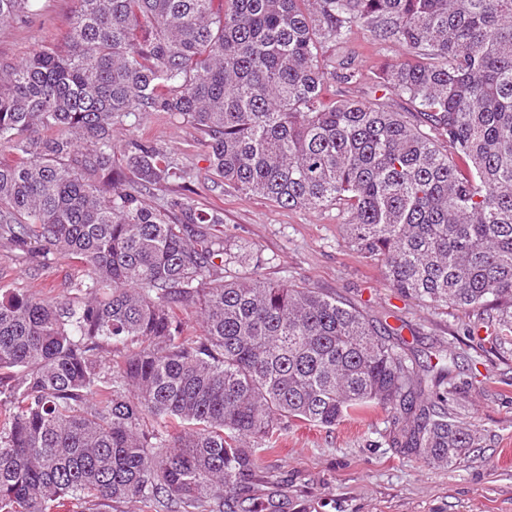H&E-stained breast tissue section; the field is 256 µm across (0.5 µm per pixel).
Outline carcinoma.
Returning a JSON list of instances; mask_svg holds the SVG:
<instances>
[{
  "label": "carcinoma",
  "instance_id": "1",
  "mask_svg": "<svg viewBox=\"0 0 512 512\" xmlns=\"http://www.w3.org/2000/svg\"><path fill=\"white\" fill-rule=\"evenodd\" d=\"M37 2L0 0V22ZM75 2L66 50L0 62V147L15 153L0 162V232L86 268L67 302L0 289V512H206L256 480L292 419L382 409L396 442L439 467L478 447L455 358L425 365L398 330L311 288L224 279L216 259L244 255L206 231L221 214L155 201L191 173L112 132L143 112L204 131L224 183L336 207L391 288L477 312L467 334L492 330L498 353L512 343V0ZM358 24L406 58L377 75L381 96L327 101L362 79L328 53ZM75 512H155L154 510H160L157 512H167L170 509H155V508H145L142 504L134 503V502H112L106 505H92L87 504L83 506H79L78 508L72 509Z\"/></svg>",
  "mask_w": 512,
  "mask_h": 512
}]
</instances>
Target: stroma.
<instances>
[{
	"mask_svg": "<svg viewBox=\"0 0 512 512\" xmlns=\"http://www.w3.org/2000/svg\"><path fill=\"white\" fill-rule=\"evenodd\" d=\"M74 10L75 0H39L36 15L0 22V61L18 62L41 46L62 43ZM343 50L363 70L362 85L348 90L358 99L384 64L405 56L360 25ZM113 135L149 138L191 172V190L173 182L157 200L188 194L221 213L212 233L249 246L259 260L226 268L225 277L255 272L318 289L360 309L376 328H401L420 357L439 350L454 356L462 418L483 434L481 446L460 465L438 468L394 442L390 416L380 409L332 428L292 420L276 452L262 461L267 481L241 492L236 512H250L257 498L274 502L277 512H512V355L488 356L470 341L466 328L474 312L398 295L380 266L348 245L336 210L288 209L235 192L212 175L204 132L182 120L150 112ZM82 275V265L67 256L46 258L40 244L0 238V288L63 300L74 297Z\"/></svg>",
	"mask_w": 512,
	"mask_h": 512,
	"instance_id": "stroma-1",
	"label": "stroma"
}]
</instances>
